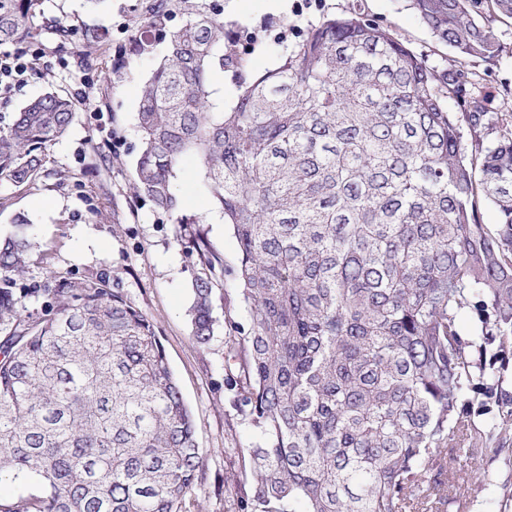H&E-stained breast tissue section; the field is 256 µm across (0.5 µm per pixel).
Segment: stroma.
<instances>
[{
    "mask_svg": "<svg viewBox=\"0 0 512 512\" xmlns=\"http://www.w3.org/2000/svg\"><path fill=\"white\" fill-rule=\"evenodd\" d=\"M161 2L165 29L180 26L188 12L218 8L224 29L251 49L253 73L274 68L284 44L323 15L346 9L364 12L393 31L432 65L449 66L456 53L438 43L407 0H107L97 11L85 0H42L39 22L44 55L23 86L0 95V128L19 107L45 91L68 96L74 119L67 135L52 145L35 185L0 179V235L18 217L31 224L36 245L23 275L13 284L26 311H41L44 291L58 276L103 278L153 323L170 368L190 407L197 430L203 478L182 503L181 512H229L225 485L241 475L240 450L258 431L242 413L237 391L224 384V352L231 325L246 312L235 279L239 250L232 231L199 188L194 160H186L176 181L187 211L203 224L180 225L133 189L139 150L136 116L144 82L165 50L162 32H144L148 6ZM72 30L61 42L58 27ZM502 46L495 62L466 61L484 77L490 107L501 111L499 92L512 85V21L495 19ZM123 52L124 64L112 59ZM216 251L212 295L214 332L207 345L195 342L187 309L191 302L190 255L194 234ZM484 476L469 512H512V435L497 453L477 460Z\"/></svg>",
    "mask_w": 512,
    "mask_h": 512,
    "instance_id": "stroma-1",
    "label": "stroma"
}]
</instances>
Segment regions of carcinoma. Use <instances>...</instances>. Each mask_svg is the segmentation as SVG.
<instances>
[{
    "instance_id": "carcinoma-1",
    "label": "carcinoma",
    "mask_w": 512,
    "mask_h": 512,
    "mask_svg": "<svg viewBox=\"0 0 512 512\" xmlns=\"http://www.w3.org/2000/svg\"><path fill=\"white\" fill-rule=\"evenodd\" d=\"M40 0H0V45L38 43ZM465 61L499 58L482 10L512 0H410ZM145 82L135 191L200 224L176 188L196 159L231 226L247 324L228 385L260 438L238 512H466V464L512 430V111L491 112L479 73L442 72L357 10L326 14L277 67L250 68L200 9L165 34ZM454 99L459 111L448 110ZM72 102L46 92L0 128V177L34 182ZM497 223L480 221L479 203ZM32 241L0 240V512H179L201 467L193 415L148 317L102 278H61L41 314L10 283ZM188 316L213 336L215 261L195 246ZM473 315L465 329L461 317Z\"/></svg>"
}]
</instances>
